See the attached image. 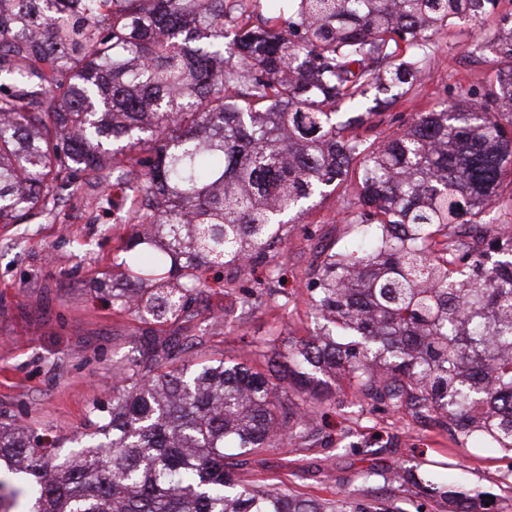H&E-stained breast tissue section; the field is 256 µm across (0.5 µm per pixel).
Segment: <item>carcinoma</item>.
<instances>
[{
    "label": "carcinoma",
    "mask_w": 512,
    "mask_h": 512,
    "mask_svg": "<svg viewBox=\"0 0 512 512\" xmlns=\"http://www.w3.org/2000/svg\"><path fill=\"white\" fill-rule=\"evenodd\" d=\"M241 0H0V224L52 214L70 189L111 182L139 202L112 304L190 321L212 267L253 263L292 214L357 173L342 220L365 227L329 251L310 289L314 331L267 340L266 373L242 356L192 372L162 336L116 373L112 407L45 475L48 446L0 422V512H404L393 499H309L242 480L229 459L295 453L336 378L512 451V235L487 221L512 171V14L476 45L508 66L481 92L418 114L375 144L351 132L407 94L440 29L496 0H280L279 15L224 29ZM375 89L384 98L365 97ZM353 116L340 124L337 111ZM126 138L113 147L112 141ZM452 224L471 235L436 248ZM494 250L472 266L473 242ZM478 512L482 493L437 472L371 468Z\"/></svg>",
    "instance_id": "1"
}]
</instances>
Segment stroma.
<instances>
[{
	"label": "stroma",
	"mask_w": 512,
	"mask_h": 512,
	"mask_svg": "<svg viewBox=\"0 0 512 512\" xmlns=\"http://www.w3.org/2000/svg\"><path fill=\"white\" fill-rule=\"evenodd\" d=\"M512 13V0L478 18L440 30L434 58L413 91L383 108L362 127L360 136L383 140L419 112L438 108L467 91H482L494 80L499 61L473 48ZM358 193L356 179L314 197L285 228V245L253 264L249 279L231 269L210 271L222 287L199 295L201 317L220 315L227 326L219 336L186 346L179 367L194 369L212 356L236 359L251 353L266 367L271 336H304L314 327L308 288L328 248H343L357 233L342 221L345 200ZM137 208L125 186L109 188L99 208L84 207L74 190L55 220L44 224H0V420L28 425L57 439L58 454L73 451V434L89 423L92 403L111 405L116 370L139 356L145 336L193 335V325H158L131 312L117 313L100 282H120L121 245ZM280 272L268 277L270 268ZM320 442L288 454L269 449L243 457L239 474L250 480L281 483L314 499L350 492L362 499L396 497L404 512H449L447 503L423 498L419 489L367 482L364 471L413 468L426 473L432 462L451 463V476L490 497V512H512V452L451 436L446 428L373 403H358L350 391L315 422ZM362 432L369 452L343 450L339 431Z\"/></svg>",
	"instance_id": "stroma-1"
}]
</instances>
